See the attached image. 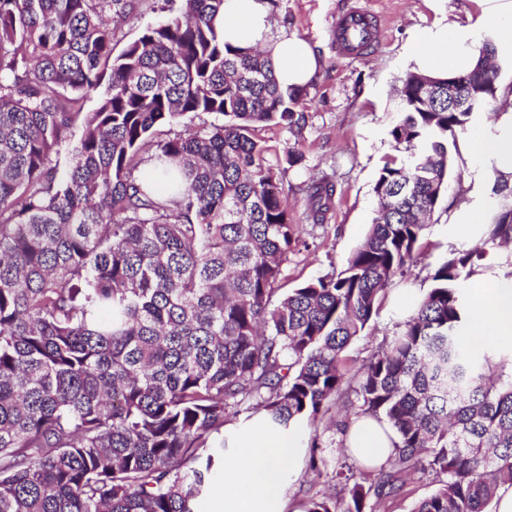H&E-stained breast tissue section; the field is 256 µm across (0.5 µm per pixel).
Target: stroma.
I'll list each match as a JSON object with an SVG mask.
<instances>
[{
    "label": "stroma",
    "instance_id": "stroma-1",
    "mask_svg": "<svg viewBox=\"0 0 512 512\" xmlns=\"http://www.w3.org/2000/svg\"><path fill=\"white\" fill-rule=\"evenodd\" d=\"M345 0H278L272 17L277 28L308 41L323 67L298 109L306 117L303 128L285 125L257 127L256 139L266 159L279 169L294 219L302 226L306 248L291 254L283 267L281 284L293 288L341 269L365 236L377 208L373 186L387 156L394 152L390 131L397 119L398 91L416 64L410 47L416 29L438 22L470 30L467 52H475L482 39L495 36L493 24L482 20L476 0H357L380 18L374 48L364 57L348 58L331 43V29ZM161 0H139L133 12L117 24L115 50L137 38L146 27L165 19ZM300 155L291 166L289 153ZM336 184L334 206L325 225L309 223L307 188L322 176ZM457 182H450L447 201L440 204L426 231L430 248L406 287L423 294L431 285L430 266L460 242L448 234V204L460 201ZM398 316L392 300H385L369 327L346 351L347 370L356 373L385 336L391 335ZM329 475L314 476L298 469L289 474L285 512H303L305 503L332 486ZM434 489L431 478L407 475L400 493L388 499H370L375 512H411Z\"/></svg>",
    "mask_w": 512,
    "mask_h": 512
}]
</instances>
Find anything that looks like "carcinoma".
Wrapping results in <instances>:
<instances>
[{"mask_svg": "<svg viewBox=\"0 0 512 512\" xmlns=\"http://www.w3.org/2000/svg\"><path fill=\"white\" fill-rule=\"evenodd\" d=\"M181 2L116 55L112 19L133 0H0V512H194L221 484L216 436L251 409L307 422L322 476L318 428L343 395L345 350L424 258L458 138L487 108L450 112L463 88L408 73L363 241L340 271L280 295L309 244L253 132L300 125L306 91L218 37L224 0ZM497 53L486 39L476 54L495 94ZM91 94L96 107L76 110ZM212 114L224 123L157 142L151 178L139 172L157 127ZM334 194L310 184L312 224ZM493 194L479 243L448 250L358 371L361 414L395 430L393 452L366 467L339 441L336 490L305 512H366L405 470L437 482L413 512H488L512 488V349L463 336L466 284L512 243V188Z\"/></svg>", "mask_w": 512, "mask_h": 512, "instance_id": "obj_1", "label": "carcinoma"}]
</instances>
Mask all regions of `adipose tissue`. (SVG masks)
Segmentation results:
<instances>
[{"label": "adipose tissue", "instance_id": "ef3b65f1", "mask_svg": "<svg viewBox=\"0 0 512 512\" xmlns=\"http://www.w3.org/2000/svg\"><path fill=\"white\" fill-rule=\"evenodd\" d=\"M215 27L230 46L266 52L282 86L307 88L322 68L306 40L276 29L265 0H224ZM461 47L458 29L444 24L413 37L414 60L426 74L468 69L471 60ZM461 151L472 164L470 196H486L492 179L512 183V108L478 127ZM469 289L466 334L472 344L486 349L512 343V277L480 274ZM224 430L236 450L234 460L224 466V512H284L287 475L298 469L302 455L300 425L275 427L261 412L248 424L230 423ZM395 438L387 423L363 418L350 425L346 446L356 461L380 464L392 452Z\"/></svg>", "mask_w": 512, "mask_h": 512}]
</instances>
